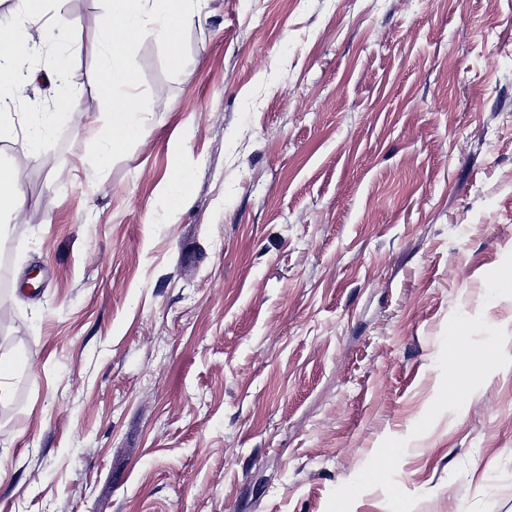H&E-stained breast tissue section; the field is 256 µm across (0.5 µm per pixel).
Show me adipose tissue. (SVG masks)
<instances>
[{
  "label": "adipose tissue",
  "mask_w": 512,
  "mask_h": 512,
  "mask_svg": "<svg viewBox=\"0 0 512 512\" xmlns=\"http://www.w3.org/2000/svg\"><path fill=\"white\" fill-rule=\"evenodd\" d=\"M66 0H16L15 20L0 26V141L23 138L31 154H38L50 139L58 112L79 109L78 94L61 91L50 112H23L19 106L27 98L34 75L23 72L19 59L26 53L32 36L30 25L47 7L62 9Z\"/></svg>",
  "instance_id": "obj_1"
}]
</instances>
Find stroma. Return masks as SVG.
<instances>
[{
    "label": "stroma",
    "mask_w": 512,
    "mask_h": 512,
    "mask_svg": "<svg viewBox=\"0 0 512 512\" xmlns=\"http://www.w3.org/2000/svg\"><path fill=\"white\" fill-rule=\"evenodd\" d=\"M102 11L79 111L0 141V512H512V0H202L99 177ZM25 193L14 176L12 169L0 167V218L16 215L24 206Z\"/></svg>",
    "instance_id": "1"
}]
</instances>
